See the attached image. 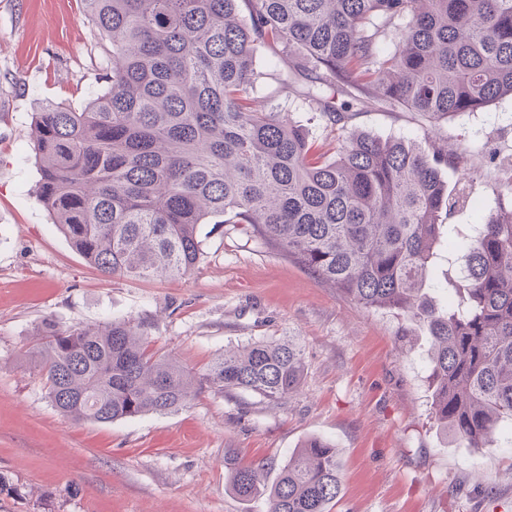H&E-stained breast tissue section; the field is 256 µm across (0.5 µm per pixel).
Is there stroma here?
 Listing matches in <instances>:
<instances>
[{"label":"stroma","instance_id":"obj_1","mask_svg":"<svg viewBox=\"0 0 512 512\" xmlns=\"http://www.w3.org/2000/svg\"><path fill=\"white\" fill-rule=\"evenodd\" d=\"M111 51L82 0H0V512H266L230 490L225 458L267 462L273 482L311 437L339 450L330 512H512V444L467 448L432 427L426 341L401 350L392 314L317 283L247 225H200L204 257L185 277H108L71 246L36 193L33 121L49 104L83 107ZM347 123L411 141L427 132L399 110ZM440 137L476 170L469 205L448 218L464 231L512 179V97L453 116ZM46 319L141 325L192 372L226 348L295 336L305 377L276 407L207 390L177 413L75 421L27 356Z\"/></svg>","mask_w":512,"mask_h":512}]
</instances>
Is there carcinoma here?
<instances>
[{"label": "carcinoma", "instance_id": "obj_1", "mask_svg": "<svg viewBox=\"0 0 512 512\" xmlns=\"http://www.w3.org/2000/svg\"><path fill=\"white\" fill-rule=\"evenodd\" d=\"M112 57L82 110L36 113V192L73 248L112 276L191 274L201 224L252 233L366 309L424 328L436 431L492 448L512 431V182L479 230L448 214L473 173L455 151L341 124L400 109L437 131L512 96V0H83ZM266 51L285 67L256 106ZM337 126L332 151L282 111V93ZM459 173L448 189L445 174ZM464 252L456 304L431 296L445 252ZM27 354L51 404L106 423L189 407L203 389L277 404L305 376L299 339L257 340L201 374L154 351L140 325L35 329ZM339 452L312 437L281 466L234 459L231 490L266 512H329Z\"/></svg>", "mask_w": 512, "mask_h": 512}]
</instances>
